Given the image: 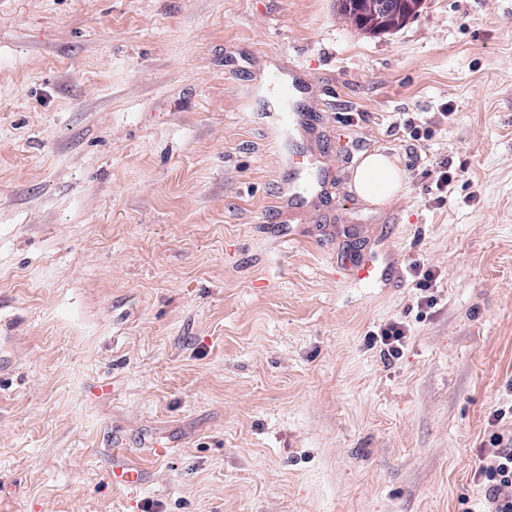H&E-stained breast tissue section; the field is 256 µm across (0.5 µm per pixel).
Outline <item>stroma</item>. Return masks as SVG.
<instances>
[{
	"label": "stroma",
	"instance_id": "1",
	"mask_svg": "<svg viewBox=\"0 0 512 512\" xmlns=\"http://www.w3.org/2000/svg\"><path fill=\"white\" fill-rule=\"evenodd\" d=\"M511 405L512 0H0V512H461ZM402 185V171L391 157L381 152L365 155L353 174L356 194L376 205L393 199ZM437 177L431 185L427 186V195H430L431 202L439 207L447 202L448 185L457 177L456 172L450 171L447 161L439 162L436 168ZM434 185V188H433ZM414 271V282L416 283V290L419 291V300L421 307L432 309L437 304V299L434 292V286L436 285L437 277L433 274L430 269L423 271V267L415 265ZM409 335V326L405 322L393 321L380 326L377 331L369 334L368 341L370 345L380 344L386 349L389 356L398 355L404 346L405 339Z\"/></svg>",
	"mask_w": 512,
	"mask_h": 512
}]
</instances>
